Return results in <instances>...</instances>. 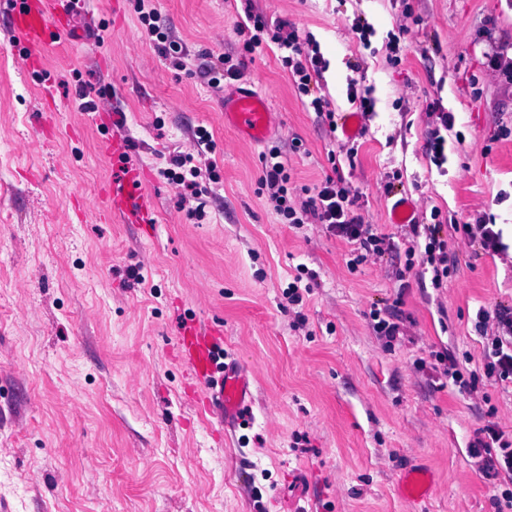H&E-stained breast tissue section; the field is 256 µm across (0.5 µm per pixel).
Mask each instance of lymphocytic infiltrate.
Returning a JSON list of instances; mask_svg holds the SVG:
<instances>
[{
	"mask_svg": "<svg viewBox=\"0 0 512 512\" xmlns=\"http://www.w3.org/2000/svg\"><path fill=\"white\" fill-rule=\"evenodd\" d=\"M239 34L244 37L243 59L233 60L221 56L218 61L204 65L201 78L210 87L220 88L226 81L240 80L244 76L245 56L254 54L265 42L277 44L283 51V65L288 69L299 95L309 97L310 107L318 117L334 120L328 101L316 95L313 87L327 68L319 48L312 40H301L296 31L269 28L261 15L248 14L246 24L240 25ZM259 184L265 190L267 202L281 223L299 228L306 224H324L351 244L348 269H357L368 260L388 253H403L404 263L397 268V276H405L413 268L431 267L433 287H441L456 269V254L451 249L452 241L459 240L468 245H478L489 254L505 251L501 230L483 221L452 224L450 234H443L438 224L405 225L403 245H396L389 235L379 232L375 225L364 223L361 215L355 214L356 192L344 176L326 177L311 187L296 188L291 184L288 160L279 148H270L262 160ZM171 185L180 190L183 198L194 199L191 215L196 220L206 217L204 205L199 204L203 182H219L216 163L199 167L194 154L175 156L168 167L161 171ZM475 328L483 333L485 340L484 362L481 368L470 369L457 357L447 352H433L436 368L452 381L460 393L486 403V420L469 444V453L478 461V470L483 478L506 482L502 497L512 504V430H505L497 419L498 409L490 405L488 395L482 394V380L489 379L502 389H512V308L490 310L479 308Z\"/></svg>",
	"mask_w": 512,
	"mask_h": 512,
	"instance_id": "1",
	"label": "lymphocytic infiltrate"
}]
</instances>
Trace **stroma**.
Here are the masks:
<instances>
[{"label":"stroma","mask_w":512,"mask_h":512,"mask_svg":"<svg viewBox=\"0 0 512 512\" xmlns=\"http://www.w3.org/2000/svg\"><path fill=\"white\" fill-rule=\"evenodd\" d=\"M182 44L175 68L150 42L136 0H87L94 32L47 53L61 130L32 147L40 103L31 72L0 19V504L8 512H499L494 483L468 452L481 411L442 371L417 359L447 351L483 363L479 307H512V85L486 56L512 57V0H151ZM319 43L320 83L336 113L351 111L350 79L370 87L374 113L358 153L295 89L269 45L246 63L266 92L275 129L237 140L223 92L196 74L202 53L239 55L246 7ZM374 28L363 46L355 19ZM399 40L398 54L386 43ZM116 98L120 131L147 174L151 231L100 221L115 177L103 130L86 105ZM452 112L447 160L430 133ZM206 127L221 182L191 218L160 177L196 149ZM300 149H293V141ZM279 147L297 185L340 170L366 223L401 242L394 202L421 223L498 225L491 255L459 245L442 287L397 279L391 255L346 266L350 244L325 225L280 223L259 189L262 154ZM316 279L302 309L284 296L297 265ZM139 271L133 280L131 271ZM393 311L386 345L371 307ZM194 314L221 325L247 370L244 424L223 431L185 390L176 332ZM431 467L426 509L401 498L398 471Z\"/></svg>","instance_id":"1"}]
</instances>
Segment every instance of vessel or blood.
<instances>
[{"label":"vessel or blood","instance_id":"1","mask_svg":"<svg viewBox=\"0 0 512 512\" xmlns=\"http://www.w3.org/2000/svg\"><path fill=\"white\" fill-rule=\"evenodd\" d=\"M82 2L0 0V16L6 18L29 67H40L41 50L71 34L74 16ZM270 112L267 96L260 88L239 89L224 96V122L241 138L263 142ZM101 147L121 176L105 187L98 207L100 218L144 229L150 227L155 222L154 199L124 137L112 134L102 140ZM223 350L224 334L212 324L189 318L178 331L176 354L184 367L188 390L208 413L231 428L244 420L243 411L252 399L251 381L236 362H220ZM398 486L405 497L419 503L428 499L434 486L433 475L424 465L410 464L403 468Z\"/></svg>","mask_w":512,"mask_h":512}]
</instances>
